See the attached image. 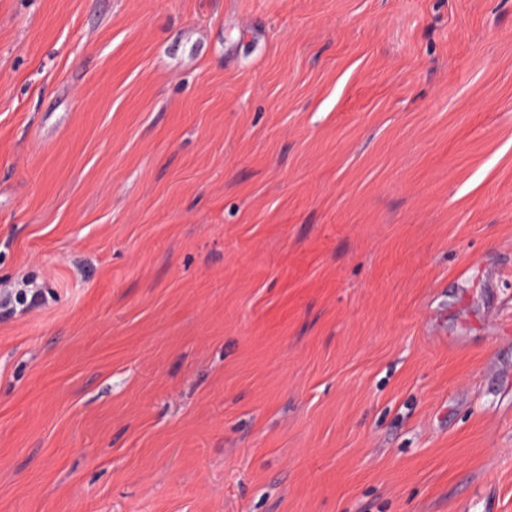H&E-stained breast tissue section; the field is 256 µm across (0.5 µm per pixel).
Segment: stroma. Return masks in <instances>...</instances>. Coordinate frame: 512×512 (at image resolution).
<instances>
[{"instance_id": "35a3bbf8", "label": "stroma", "mask_w": 512, "mask_h": 512, "mask_svg": "<svg viewBox=\"0 0 512 512\" xmlns=\"http://www.w3.org/2000/svg\"><path fill=\"white\" fill-rule=\"evenodd\" d=\"M0 512H512V0H0Z\"/></svg>"}]
</instances>
